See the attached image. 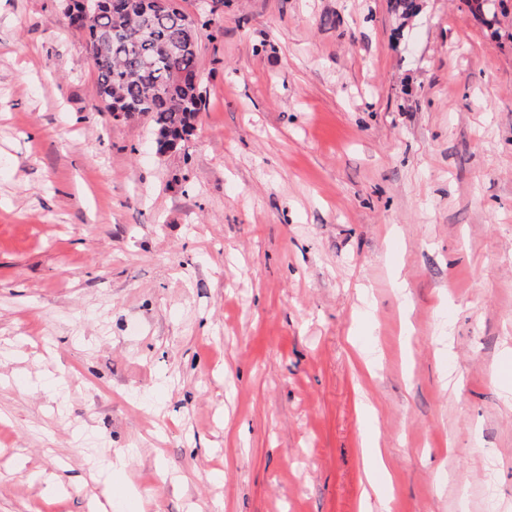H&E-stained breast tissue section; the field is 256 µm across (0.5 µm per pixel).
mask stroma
I'll list each match as a JSON object with an SVG mask.
<instances>
[{
    "label": "stroma",
    "instance_id": "obj_1",
    "mask_svg": "<svg viewBox=\"0 0 512 512\" xmlns=\"http://www.w3.org/2000/svg\"><path fill=\"white\" fill-rule=\"evenodd\" d=\"M179 2L161 154L0 0V512H512V0ZM370 456L366 472L368 485L381 506L379 510L387 511L389 509L391 498L388 495H384L383 492L390 485V476L384 464L380 450L375 448L374 451L371 452Z\"/></svg>",
    "mask_w": 512,
    "mask_h": 512
}]
</instances>
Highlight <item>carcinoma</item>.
Returning a JSON list of instances; mask_svg holds the SVG:
<instances>
[{"label":"carcinoma","mask_w":512,"mask_h":512,"mask_svg":"<svg viewBox=\"0 0 512 512\" xmlns=\"http://www.w3.org/2000/svg\"><path fill=\"white\" fill-rule=\"evenodd\" d=\"M484 24L496 22L488 0H468ZM139 0L107 10L79 25L86 31L87 52L97 75V91L107 111L125 119L146 115L158 152L184 145L205 109L199 81L202 23L177 2L158 0L147 14Z\"/></svg>","instance_id":"cac0c4a2"}]
</instances>
